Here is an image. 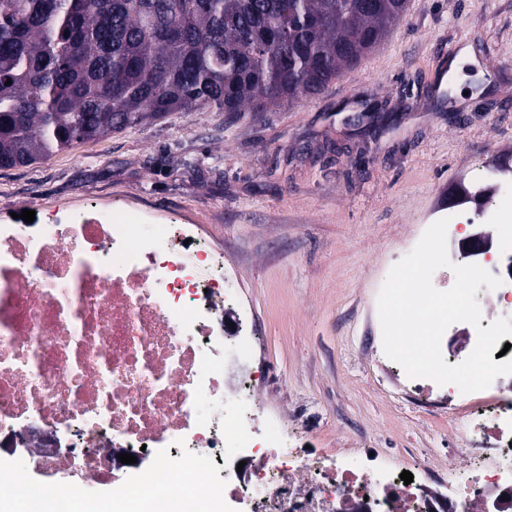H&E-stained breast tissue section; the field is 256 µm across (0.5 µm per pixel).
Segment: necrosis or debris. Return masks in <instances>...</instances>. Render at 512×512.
I'll return each mask as SVG.
<instances>
[{
	"label": "necrosis or debris",
	"instance_id": "4bbe7bcc",
	"mask_svg": "<svg viewBox=\"0 0 512 512\" xmlns=\"http://www.w3.org/2000/svg\"><path fill=\"white\" fill-rule=\"evenodd\" d=\"M228 278L195 224L111 210L0 224V447L44 435L39 465L71 475L50 484L59 497L83 494L81 476L113 478L118 448L199 476L224 512H512V400L496 389L470 393L458 416L478 442L471 475H444L443 495L433 465L407 484L366 449L330 461L289 446L274 414L258 416L251 380L226 396V357L255 351L225 338Z\"/></svg>",
	"mask_w": 512,
	"mask_h": 512
}]
</instances>
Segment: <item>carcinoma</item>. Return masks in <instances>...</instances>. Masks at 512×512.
I'll list each match as a JSON object with an SVG mask.
<instances>
[{"label":"carcinoma","instance_id":"cac0c4a2","mask_svg":"<svg viewBox=\"0 0 512 512\" xmlns=\"http://www.w3.org/2000/svg\"><path fill=\"white\" fill-rule=\"evenodd\" d=\"M365 2L0 0V168L166 112H271L318 95L405 12Z\"/></svg>","mask_w":512,"mask_h":512}]
</instances>
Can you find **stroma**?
Here are the masks:
<instances>
[{"mask_svg": "<svg viewBox=\"0 0 512 512\" xmlns=\"http://www.w3.org/2000/svg\"><path fill=\"white\" fill-rule=\"evenodd\" d=\"M483 86L458 97L439 75L462 46ZM512 0H409L384 42L321 94L272 112H170L34 164L0 168V224H39L97 206L153 224L202 225L231 270L224 309L257 356L226 365L224 387L252 397L301 441L405 448L418 469L436 449L470 472L466 434L445 408L394 383L372 321L381 287L422 225L456 210L498 237L512 193ZM494 185L482 213L454 205L457 183Z\"/></svg>", "mask_w": 512, "mask_h": 512, "instance_id": "obj_1", "label": "stroma"}]
</instances>
